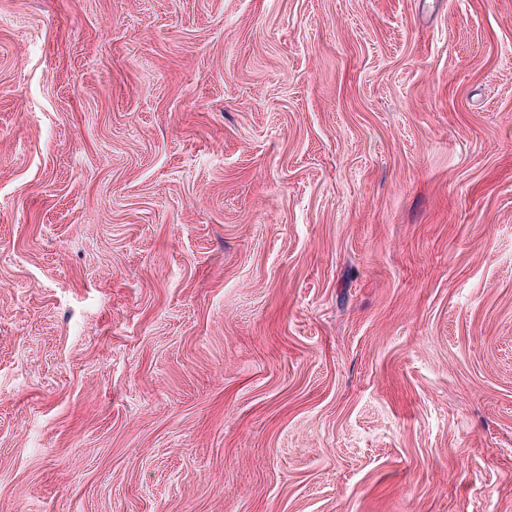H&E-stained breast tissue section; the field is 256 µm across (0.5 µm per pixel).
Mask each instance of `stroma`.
<instances>
[{
	"label": "stroma",
	"mask_w": 512,
	"mask_h": 512,
	"mask_svg": "<svg viewBox=\"0 0 512 512\" xmlns=\"http://www.w3.org/2000/svg\"><path fill=\"white\" fill-rule=\"evenodd\" d=\"M0 512H512V0H0Z\"/></svg>",
	"instance_id": "35a3bbf8"
}]
</instances>
